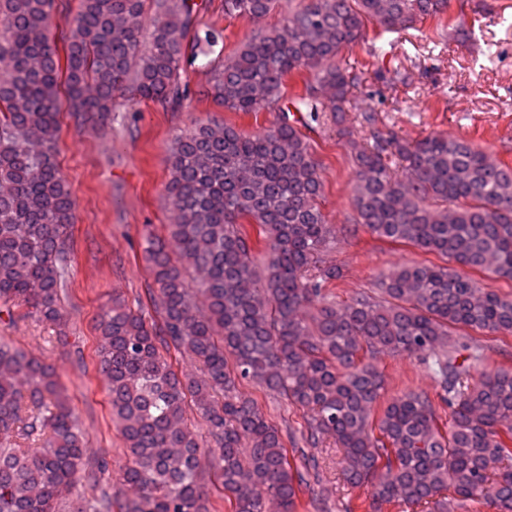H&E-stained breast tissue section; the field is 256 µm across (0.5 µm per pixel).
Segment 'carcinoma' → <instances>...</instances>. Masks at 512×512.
I'll use <instances>...</instances> for the list:
<instances>
[{"label":"carcinoma","mask_w":512,"mask_h":512,"mask_svg":"<svg viewBox=\"0 0 512 512\" xmlns=\"http://www.w3.org/2000/svg\"><path fill=\"white\" fill-rule=\"evenodd\" d=\"M57 0H0V313L59 325L71 268L74 201L57 160L60 90L70 110L109 119L113 92L131 85L165 110L188 89L180 71L222 34L196 29V0H156L150 46L141 49L146 0H80L57 42ZM275 0H224V16L265 17ZM449 0H299L279 29L249 38L216 71L209 92L224 110L279 122L246 134L227 122L198 125L167 148L169 237L144 235L156 318L114 296L99 320L95 372L129 456L124 512H213L203 468L227 512H299L326 458L288 449L252 382L306 410L305 442L342 450L341 472L370 497L346 512L422 507L461 512L486 502L512 512V368L472 381L486 356L453 337L512 335V295L473 273L512 280V165L469 140L385 132L359 105L360 75L344 50L427 19L436 35L467 41L443 22ZM374 79L407 86L410 72L379 65ZM298 78L303 88L286 93ZM330 114L351 142L354 223L372 236L442 260L409 261L383 276L379 295L336 302L343 277L321 256L334 232L321 209V164L301 127ZM401 166L406 175L397 176ZM191 356L200 376L176 368ZM430 362L448 426L425 392L385 397L380 354ZM194 409L205 425L188 422ZM78 417L55 369L0 338V512H59L87 459ZM77 512H112L101 492Z\"/></svg>","instance_id":"obj_1"}]
</instances>
